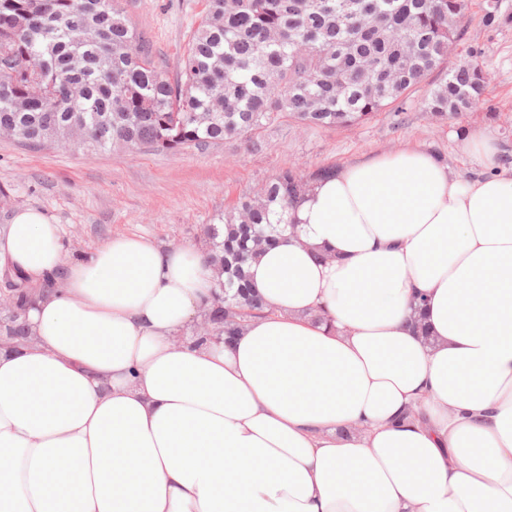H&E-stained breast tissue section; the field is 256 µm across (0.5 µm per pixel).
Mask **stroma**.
I'll list each match as a JSON object with an SVG mask.
<instances>
[{
  "mask_svg": "<svg viewBox=\"0 0 512 512\" xmlns=\"http://www.w3.org/2000/svg\"><path fill=\"white\" fill-rule=\"evenodd\" d=\"M127 18L148 45L156 64L177 77L178 60L205 0H121ZM485 0H469L461 21L464 43L482 54L486 104L464 123L435 121L419 101L402 116L380 113L372 121L341 129L296 123L269 127L265 147L247 151L240 141L191 147L177 154L147 150L88 153L67 143L30 148L0 136V189L11 196L0 206V224L20 209L44 212L60 225L73 254L105 244L112 236L139 235L162 246L196 242L201 225L212 223L240 194L256 190L281 167L303 171L339 166L364 156L420 146L444 156L454 170L471 176L462 132H488L501 166L512 165V0H498L496 20L482 21ZM497 119H489L487 109Z\"/></svg>",
  "mask_w": 512,
  "mask_h": 512,
  "instance_id": "stroma-1",
  "label": "stroma"
}]
</instances>
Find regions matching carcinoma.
Masks as SVG:
<instances>
[{
  "label": "carcinoma",
  "instance_id": "obj_1",
  "mask_svg": "<svg viewBox=\"0 0 512 512\" xmlns=\"http://www.w3.org/2000/svg\"><path fill=\"white\" fill-rule=\"evenodd\" d=\"M467 10L468 0H207L172 81L119 0H0V127L44 148L80 121L91 153H176L226 139L256 150L264 129L282 121L350 127L404 110L444 67L448 42L462 44ZM464 52L471 64L448 69L423 98L437 120L459 121L484 101L483 66ZM332 171L282 167L238 197L221 225H204L199 243L223 278L197 339L231 336L267 313L245 266L292 225L306 187ZM30 290L5 281L1 335H28L20 309Z\"/></svg>",
  "mask_w": 512,
  "mask_h": 512
}]
</instances>
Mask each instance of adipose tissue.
Returning <instances> with one entry per match:
<instances>
[{"mask_svg":"<svg viewBox=\"0 0 512 512\" xmlns=\"http://www.w3.org/2000/svg\"><path fill=\"white\" fill-rule=\"evenodd\" d=\"M290 217L246 267L271 314L200 345V246L0 226L36 289L0 344V512H512V168L406 148Z\"/></svg>","mask_w":512,"mask_h":512,"instance_id":"ef3b65f1","label":"adipose tissue"}]
</instances>
